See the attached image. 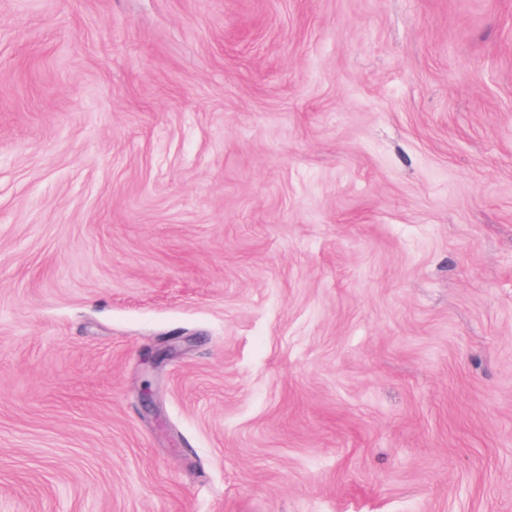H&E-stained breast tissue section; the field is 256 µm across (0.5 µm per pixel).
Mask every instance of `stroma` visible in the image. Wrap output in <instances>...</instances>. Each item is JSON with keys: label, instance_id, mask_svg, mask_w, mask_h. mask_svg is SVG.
Listing matches in <instances>:
<instances>
[{"label": "stroma", "instance_id": "35a3bbf8", "mask_svg": "<svg viewBox=\"0 0 512 512\" xmlns=\"http://www.w3.org/2000/svg\"><path fill=\"white\" fill-rule=\"evenodd\" d=\"M0 512H512V0H0Z\"/></svg>", "mask_w": 512, "mask_h": 512}]
</instances>
